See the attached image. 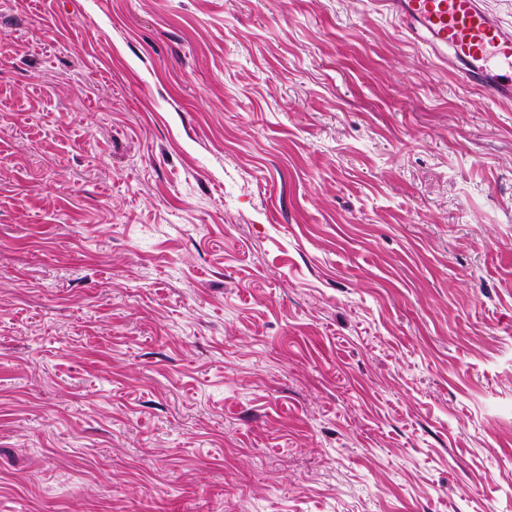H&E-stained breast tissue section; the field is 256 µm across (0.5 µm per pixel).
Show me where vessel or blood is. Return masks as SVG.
<instances>
[{"instance_id": "b4317fda", "label": "vessel or blood", "mask_w": 512, "mask_h": 512, "mask_svg": "<svg viewBox=\"0 0 512 512\" xmlns=\"http://www.w3.org/2000/svg\"><path fill=\"white\" fill-rule=\"evenodd\" d=\"M410 34L493 98L512 101V30L483 0H390Z\"/></svg>"}]
</instances>
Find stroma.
Listing matches in <instances>:
<instances>
[{
	"mask_svg": "<svg viewBox=\"0 0 512 512\" xmlns=\"http://www.w3.org/2000/svg\"><path fill=\"white\" fill-rule=\"evenodd\" d=\"M0 512H512V101L384 0H0Z\"/></svg>",
	"mask_w": 512,
	"mask_h": 512,
	"instance_id": "stroma-1",
	"label": "stroma"
}]
</instances>
